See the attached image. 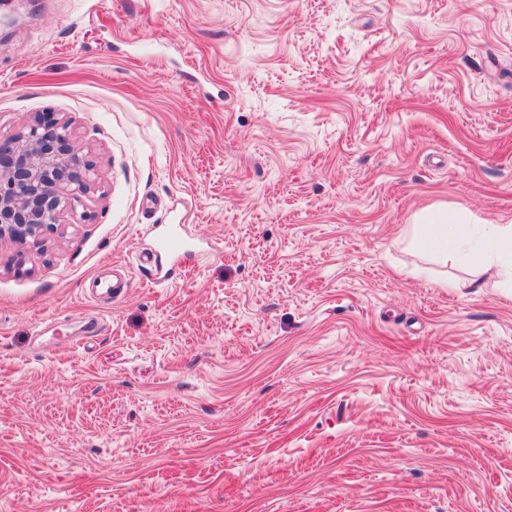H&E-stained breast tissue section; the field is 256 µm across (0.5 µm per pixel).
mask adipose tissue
Masks as SVG:
<instances>
[{
	"label": "adipose tissue",
	"mask_w": 512,
	"mask_h": 512,
	"mask_svg": "<svg viewBox=\"0 0 512 512\" xmlns=\"http://www.w3.org/2000/svg\"><path fill=\"white\" fill-rule=\"evenodd\" d=\"M475 221L470 212L435 204L414 215L411 239L426 250L443 256L463 254L467 261L490 276L512 279V224L490 225L483 231L484 245L462 247L455 227Z\"/></svg>",
	"instance_id": "obj_1"
}]
</instances>
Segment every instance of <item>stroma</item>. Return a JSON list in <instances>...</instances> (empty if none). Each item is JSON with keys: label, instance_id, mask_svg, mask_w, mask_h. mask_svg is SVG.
Returning a JSON list of instances; mask_svg holds the SVG:
<instances>
[{"label": "stroma", "instance_id": "obj_1", "mask_svg": "<svg viewBox=\"0 0 512 512\" xmlns=\"http://www.w3.org/2000/svg\"><path fill=\"white\" fill-rule=\"evenodd\" d=\"M38 112L99 184L0 243V512H512V287L410 241L512 223V0H0Z\"/></svg>", "mask_w": 512, "mask_h": 512}]
</instances>
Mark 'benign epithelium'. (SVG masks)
<instances>
[{"label":"benign epithelium","instance_id":"1","mask_svg":"<svg viewBox=\"0 0 512 512\" xmlns=\"http://www.w3.org/2000/svg\"><path fill=\"white\" fill-rule=\"evenodd\" d=\"M95 184L67 122L35 114L24 131L0 141V242L41 248L45 231L61 225Z\"/></svg>","mask_w":512,"mask_h":512}]
</instances>
